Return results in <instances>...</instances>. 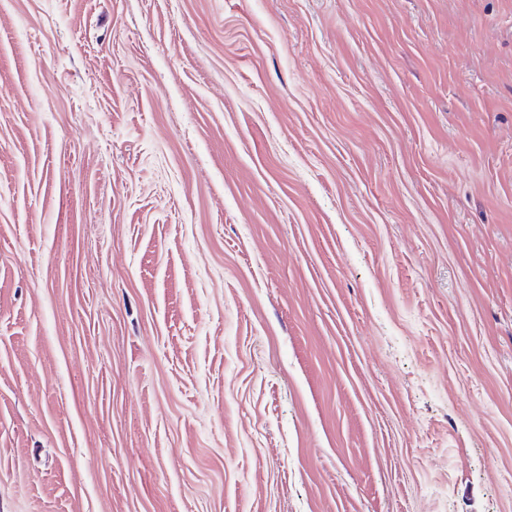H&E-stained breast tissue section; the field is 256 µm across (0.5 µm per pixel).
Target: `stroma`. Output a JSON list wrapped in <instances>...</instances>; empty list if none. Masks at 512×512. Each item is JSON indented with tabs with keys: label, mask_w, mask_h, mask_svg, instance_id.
<instances>
[{
	"label": "stroma",
	"mask_w": 512,
	"mask_h": 512,
	"mask_svg": "<svg viewBox=\"0 0 512 512\" xmlns=\"http://www.w3.org/2000/svg\"><path fill=\"white\" fill-rule=\"evenodd\" d=\"M0 512H512V0H0Z\"/></svg>",
	"instance_id": "stroma-1"
}]
</instances>
